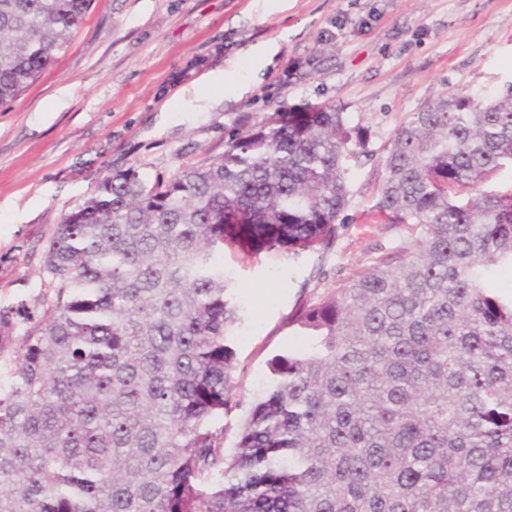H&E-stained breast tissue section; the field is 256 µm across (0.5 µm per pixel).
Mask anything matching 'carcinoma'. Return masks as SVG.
Returning <instances> with one entry per match:
<instances>
[{
    "mask_svg": "<svg viewBox=\"0 0 512 512\" xmlns=\"http://www.w3.org/2000/svg\"><path fill=\"white\" fill-rule=\"evenodd\" d=\"M92 0H0V108ZM344 113L275 112L166 182L131 169L65 214L39 324L0 312V512H512V87L395 130L374 205L413 250L300 308L226 455L240 317L224 246L336 237Z\"/></svg>",
    "mask_w": 512,
    "mask_h": 512,
    "instance_id": "obj_1",
    "label": "carcinoma"
}]
</instances>
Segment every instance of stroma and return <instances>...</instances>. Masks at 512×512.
<instances>
[{"label":"stroma","mask_w":512,"mask_h":512,"mask_svg":"<svg viewBox=\"0 0 512 512\" xmlns=\"http://www.w3.org/2000/svg\"><path fill=\"white\" fill-rule=\"evenodd\" d=\"M289 29L265 76L247 92L226 85L219 105L185 111L184 90ZM512 86V0H93L70 45L0 110V311L21 326L45 317L48 241L62 217L113 174L169 180L219 158L229 137L274 112L332 105L367 132L349 158L350 193L327 250L298 258L224 253L241 324L225 447L267 362L302 344L288 318L415 236L374 205L394 130L442 93L497 96Z\"/></svg>","instance_id":"1"}]
</instances>
